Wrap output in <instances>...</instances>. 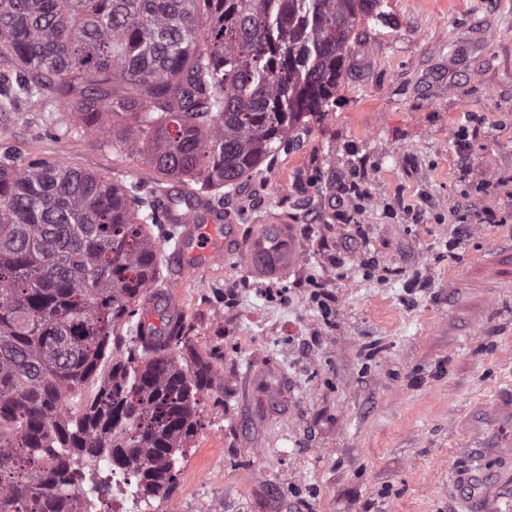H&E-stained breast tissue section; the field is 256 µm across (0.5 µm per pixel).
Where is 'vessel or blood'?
<instances>
[{"label": "vessel or blood", "mask_w": 512, "mask_h": 512, "mask_svg": "<svg viewBox=\"0 0 512 512\" xmlns=\"http://www.w3.org/2000/svg\"><path fill=\"white\" fill-rule=\"evenodd\" d=\"M166 221L179 228L170 261L183 273L243 253L251 275L277 279L285 277L299 260L295 227L282 221L260 225L244 241L232 215L196 196L189 197L185 208L167 206Z\"/></svg>", "instance_id": "vessel-or-blood-1"}]
</instances>
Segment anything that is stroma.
<instances>
[{
	"instance_id": "1",
	"label": "stroma",
	"mask_w": 512,
	"mask_h": 512,
	"mask_svg": "<svg viewBox=\"0 0 512 512\" xmlns=\"http://www.w3.org/2000/svg\"><path fill=\"white\" fill-rule=\"evenodd\" d=\"M357 31L334 107L224 196L241 236L294 224L296 270L160 268L214 374L148 512L512 507V0H383ZM4 147L160 179L62 108L22 107ZM476 428L488 480L462 488Z\"/></svg>"
}]
</instances>
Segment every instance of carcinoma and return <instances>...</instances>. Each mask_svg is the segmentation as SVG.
<instances>
[{
	"instance_id": "cac0c4a2",
	"label": "carcinoma",
	"mask_w": 512,
	"mask_h": 512,
	"mask_svg": "<svg viewBox=\"0 0 512 512\" xmlns=\"http://www.w3.org/2000/svg\"><path fill=\"white\" fill-rule=\"evenodd\" d=\"M380 0H0V112L58 99L167 179L235 188L328 112ZM131 116L134 123L122 124ZM138 184L0 155V512H85L77 460L158 494L212 366L184 319L144 326L157 275ZM127 347L118 325L132 318ZM112 367L82 388L105 351Z\"/></svg>"
}]
</instances>
